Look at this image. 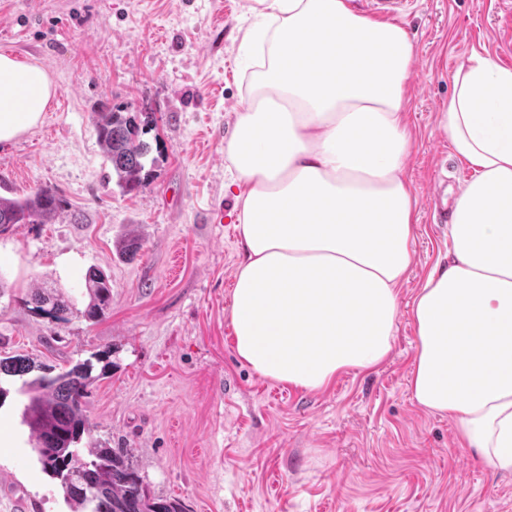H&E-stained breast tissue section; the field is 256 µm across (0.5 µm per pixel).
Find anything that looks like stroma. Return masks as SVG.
Segmentation results:
<instances>
[{"mask_svg": "<svg viewBox=\"0 0 512 512\" xmlns=\"http://www.w3.org/2000/svg\"><path fill=\"white\" fill-rule=\"evenodd\" d=\"M248 0H0V53L41 67L55 93L40 122L0 144V195L54 188L66 208L0 233V357L56 367L109 351L87 403L90 438L127 448L155 494L187 512H512V474L421 410L408 376V307L448 248L428 199L453 198L476 169L437 124L450 73L471 54L512 69V0H413L395 15L415 39L406 176L418 198L413 262L393 351L319 391L266 379L237 357L228 319L240 260L224 141L247 76ZM151 113L156 163L122 194L97 139L102 106ZM112 283L97 322L82 312L89 269ZM37 287L71 302L35 314ZM17 376L0 377V512H69L22 422Z\"/></svg>", "mask_w": 512, "mask_h": 512, "instance_id": "35a3bbf8", "label": "stroma"}]
</instances>
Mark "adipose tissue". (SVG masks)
I'll list each match as a JSON object with an SVG mask.
<instances>
[{"mask_svg":"<svg viewBox=\"0 0 512 512\" xmlns=\"http://www.w3.org/2000/svg\"><path fill=\"white\" fill-rule=\"evenodd\" d=\"M248 13L254 69L224 144L243 252L229 320L241 362L317 391L393 349L415 238V46L348 0H253ZM449 81L438 126L477 175L453 201L446 262L411 303L409 391L512 473V70L474 54ZM52 93L42 68L0 55V143L36 125Z\"/></svg>","mask_w":512,"mask_h":512,"instance_id":"obj_1","label":"adipose tissue"}]
</instances>
